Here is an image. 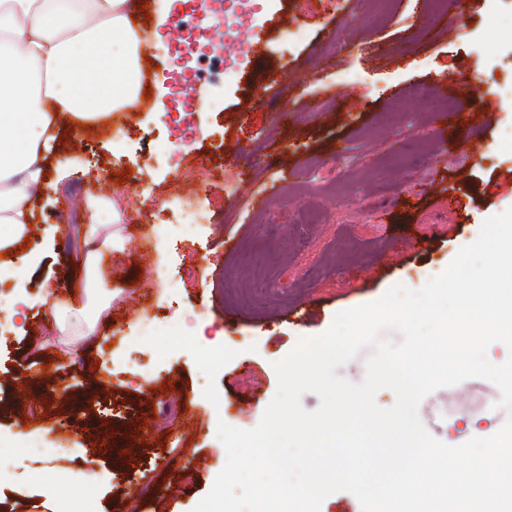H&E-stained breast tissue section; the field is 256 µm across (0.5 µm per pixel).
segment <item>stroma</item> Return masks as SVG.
I'll return each instance as SVG.
<instances>
[{"label":"stroma","mask_w":512,"mask_h":512,"mask_svg":"<svg viewBox=\"0 0 512 512\" xmlns=\"http://www.w3.org/2000/svg\"><path fill=\"white\" fill-rule=\"evenodd\" d=\"M421 0H265L263 59H250L241 83L225 84L217 110L203 113L195 144L175 155L181 170L216 156L200 196L209 219L171 237L160 203L174 176L158 146L159 113L172 107L156 51L152 87L138 111L104 115L93 128L60 119L50 177L34 199L27 238L39 263L15 282L28 287L25 328L0 335V512H59L76 488L99 512H193L226 462L218 421L251 429L277 391L275 362L324 333L335 315L402 284L425 285L479 236L490 216L512 207V0H463L445 19L455 38L418 45L404 19ZM277 76L260 89L258 67ZM480 74L471 102H490L484 151L462 160L428 143L448 85ZM433 88L428 97L411 86ZM407 102V135L383 111ZM287 109L281 120L279 109ZM229 144L242 155L229 157ZM244 179L228 193L225 167ZM144 169L147 205L127 209L112 174ZM449 189L459 207L436 215L424 187ZM111 200L98 212L62 203L74 191ZM391 226L377 224L381 207ZM118 216L122 247L104 253L101 281L112 312L72 353L59 320L41 303L43 287L67 297L84 283L88 251L81 225ZM497 386L471 377L428 395L426 429L455 445L464 421L491 415L501 427ZM68 462L55 460L56 448ZM53 470L57 486L39 475ZM192 481H185V474ZM154 487L141 497L143 487Z\"/></svg>","instance_id":"obj_1"}]
</instances>
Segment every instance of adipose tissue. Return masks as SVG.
Here are the masks:
<instances>
[{"label":"adipose tissue","instance_id":"adipose-tissue-1","mask_svg":"<svg viewBox=\"0 0 512 512\" xmlns=\"http://www.w3.org/2000/svg\"><path fill=\"white\" fill-rule=\"evenodd\" d=\"M129 0H0V249L32 224V197L45 174L60 116L87 122L124 106L137 90L138 42ZM89 247L84 293L89 314L77 338L95 335L112 304L102 287L101 252L122 238L111 225L80 229ZM469 470L453 478L456 512H482L476 481L512 461V434L487 435L465 425Z\"/></svg>","mask_w":512,"mask_h":512}]
</instances>
